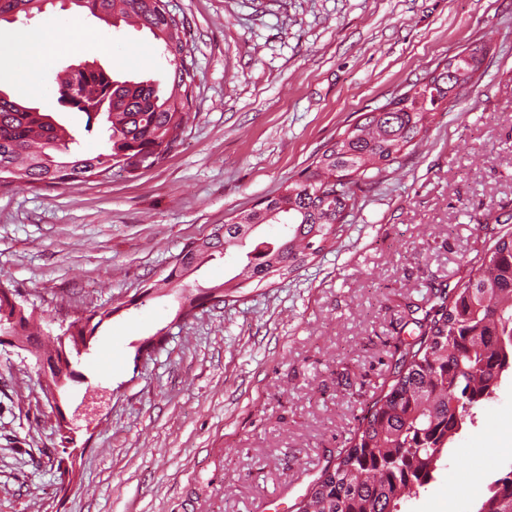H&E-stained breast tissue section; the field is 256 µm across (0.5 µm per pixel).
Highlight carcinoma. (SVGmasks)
I'll list each match as a JSON object with an SVG mask.
<instances>
[{
	"label": "carcinoma",
	"mask_w": 512,
	"mask_h": 512,
	"mask_svg": "<svg viewBox=\"0 0 512 512\" xmlns=\"http://www.w3.org/2000/svg\"><path fill=\"white\" fill-rule=\"evenodd\" d=\"M47 0H0V16L29 20L44 12ZM106 24L134 23L147 29L169 67L170 84L114 78L85 67L80 94L102 104L86 113V127L97 123L108 133L105 148L90 153L76 137L38 107L26 106L0 90V185L41 181L77 185L127 170V154L161 157L180 140L191 118L192 70L186 61L187 32L164 0H71ZM484 44H474L448 68L426 74L406 100L362 114L316 156L300 179L282 185L264 206L244 211L180 252L182 266L144 289L130 306L157 291L179 293L186 320L198 309L225 302L243 283L284 278L311 263L336 243L345 218L356 208L353 187L399 162L426 135L442 105L458 99L474 83ZM264 224L279 226L272 239L256 234ZM231 251L238 253L236 284L202 287L186 279L201 265ZM420 337L400 348L393 383L368 409L333 467L300 501L297 512H401V504L435 479L448 445L473 417V409L493 399L504 375L512 372V232L493 243L469 274L451 290L427 300ZM125 307L95 312L70 323L63 340L43 338L34 311L19 310L23 343L41 359L63 353L81 356L101 324ZM476 512H512V469L486 484Z\"/></svg>",
	"instance_id": "1"
}]
</instances>
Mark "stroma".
<instances>
[{
	"instance_id": "obj_1",
	"label": "stroma",
	"mask_w": 512,
	"mask_h": 512,
	"mask_svg": "<svg viewBox=\"0 0 512 512\" xmlns=\"http://www.w3.org/2000/svg\"><path fill=\"white\" fill-rule=\"evenodd\" d=\"M194 70L181 145L136 173L0 186V280L50 334L94 311L96 331L61 394L80 415L62 480L56 417L28 353L0 347V512H296L393 380L422 303L468 275L512 214V0H166ZM47 5L0 21V90L49 103L40 75L94 61L166 81L149 32L90 15L71 35ZM106 38L98 52L87 43ZM476 80L423 142L356 189L334 248L285 279L249 285L174 322L175 294L121 304L182 248L300 178L362 113L408 91L476 41ZM167 328L163 343L141 341ZM512 448V378L476 407L435 483L404 512H473L494 451Z\"/></svg>"
}]
</instances>
